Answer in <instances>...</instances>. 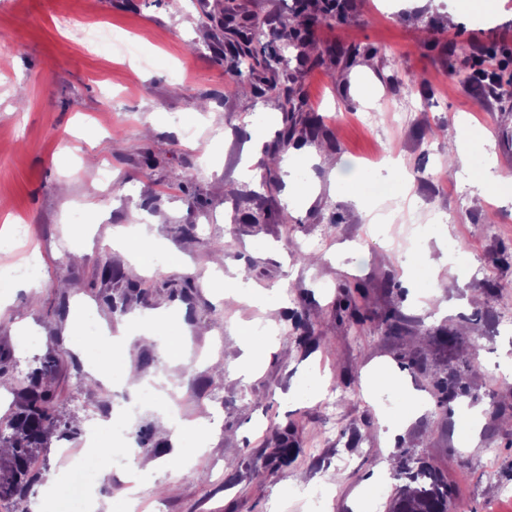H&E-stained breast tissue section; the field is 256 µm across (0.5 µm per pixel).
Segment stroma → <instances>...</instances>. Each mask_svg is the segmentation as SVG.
<instances>
[{
    "instance_id": "1",
    "label": "stroma",
    "mask_w": 512,
    "mask_h": 512,
    "mask_svg": "<svg viewBox=\"0 0 512 512\" xmlns=\"http://www.w3.org/2000/svg\"><path fill=\"white\" fill-rule=\"evenodd\" d=\"M352 4L347 21L323 23L314 41L358 46L356 62L340 73L326 64L291 68L262 98L245 93L221 60L218 18L228 6L256 17L280 48L277 32L292 20L295 0H184L176 11L169 0H21L0 8V277L11 282L0 313V379L24 378L57 356L58 409L81 435L96 425L99 409L120 408L125 392L103 387L112 364L81 350L73 308L114 334L128 316L173 314L168 335L188 337L190 346L180 366L170 367L155 344L141 340L114 353L143 376H173L181 417L217 418L219 431L190 473L162 467L147 474L142 512H308L306 491L318 483L331 491L326 512H355L365 488L375 495V512H388L400 482L386 476V462L404 454L447 475L461 512H506L500 490L512 487V424L495 408L512 407V380L502 370L512 357V327L500 326L512 319V193L480 207L471 200L485 162L512 173V99L486 96L472 76L483 53L499 79L512 78V0ZM60 13L133 35L143 45V67L105 50L87 53L57 27ZM289 83L301 87L305 111L320 122L299 125V141L281 154L279 186L270 191L263 162L283 128L280 88ZM365 84L380 93L379 118L361 103ZM452 115L462 119L464 136L482 130L489 153L476 149L447 167L441 132ZM103 157L117 185L99 179ZM337 167L359 169L361 181L332 182ZM374 179L388 185L385 195L370 192ZM293 181L305 195H290ZM360 200L381 210L404 207L409 219L423 211V245L460 244L462 257L437 276L462 280V287L418 303L401 229L380 235L357 208ZM158 213L168 221L152 230L164 248L145 277L147 297L127 314L112 312L105 298L130 267L112 233ZM283 216L289 227L281 226ZM18 224L27 227L21 239L13 236ZM176 224L195 225L194 237L175 238ZM216 240L226 243L225 274L274 290L277 326L285 313L307 314L314 345L279 335L257 375L239 374L235 332L268 314L209 285ZM103 254L113 271L106 281L96 268ZM175 254L182 267H172ZM25 264L30 272L17 274ZM186 274L194 284L188 298L171 297V280ZM488 281L499 283L498 293H483ZM358 282L367 287L369 319L353 328L338 320L337 306L345 287ZM392 313L403 319L401 335L386 332ZM464 324L483 345L470 393L440 406L431 400L432 378L469 350L428 334ZM210 355L223 375L212 374ZM374 366L402 386L390 393L389 409L399 408L405 391L429 402L392 448L367 389ZM330 393L338 398L332 413L324 405ZM474 407L479 442L466 448L461 435ZM275 422L290 425L299 453L263 479ZM80 435L72 446H81Z\"/></svg>"
}]
</instances>
